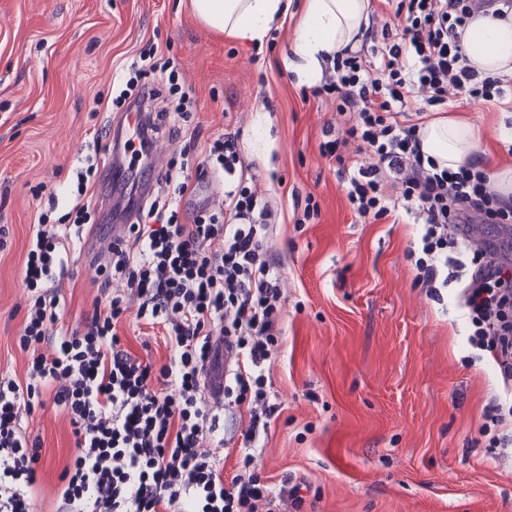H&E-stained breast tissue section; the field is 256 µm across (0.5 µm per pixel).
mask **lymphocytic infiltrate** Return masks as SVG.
I'll list each match as a JSON object with an SVG mask.
<instances>
[{
    "label": "lymphocytic infiltrate",
    "instance_id": "1",
    "mask_svg": "<svg viewBox=\"0 0 512 512\" xmlns=\"http://www.w3.org/2000/svg\"><path fill=\"white\" fill-rule=\"evenodd\" d=\"M372 13L383 45L345 46L322 66L313 97L336 103L340 137L321 144L323 155L357 142L369 158L342 166L346 197L357 217L388 215L421 224L416 279L430 290L461 280L460 305L473 332L469 341L493 357L512 381V261L506 244H472L464 227L483 215L496 230L512 228V203L492 188L479 159L451 170L425 156L420 131L430 117L472 101L497 104L503 77L469 65L462 35L474 0H381ZM404 20L393 35L392 19ZM157 47L127 61L117 82L119 105L142 108L155 90L142 78L154 69ZM203 135L193 130L181 161L163 174V196L139 205L124 240L112 244L109 264L97 265L112 290L108 312H94L82 329L63 331L55 282L67 271V245L82 238L87 185L72 202L69 224H36L23 265L31 294L18 345L30 359L25 381L0 378V512H33L40 446L26 435L25 416L44 407V389L66 415L77 454L65 466L57 512H282L286 499L302 503L300 487H276L247 473L224 480V413L244 400L252 413L244 463H251L277 411L269 400L266 365L282 330V264L262 243L276 220L270 200L247 185L249 169L238 138L214 137L203 160ZM223 175L216 207L185 218L180 202L202 182ZM159 329L168 355L153 366L122 344L127 312ZM236 353L224 376L222 405L209 403L204 373L216 362L214 336Z\"/></svg>",
    "mask_w": 512,
    "mask_h": 512
}]
</instances>
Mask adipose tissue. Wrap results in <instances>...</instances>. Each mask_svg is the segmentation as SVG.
Wrapping results in <instances>:
<instances>
[{"label":"adipose tissue","mask_w":512,"mask_h":512,"mask_svg":"<svg viewBox=\"0 0 512 512\" xmlns=\"http://www.w3.org/2000/svg\"><path fill=\"white\" fill-rule=\"evenodd\" d=\"M288 0H190L192 12L208 27L262 44L272 27L288 13ZM370 0H306L294 48L295 71L304 82L318 75L324 56L356 41L365 24ZM468 62L485 76L512 73V18L474 17L463 33ZM425 155L451 168L463 164L474 149L472 126L453 119L425 126Z\"/></svg>","instance_id":"obj_1"}]
</instances>
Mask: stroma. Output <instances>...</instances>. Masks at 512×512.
<instances>
[{"mask_svg":"<svg viewBox=\"0 0 512 512\" xmlns=\"http://www.w3.org/2000/svg\"><path fill=\"white\" fill-rule=\"evenodd\" d=\"M304 0H291L261 48L207 27L188 0H0V375L25 380L17 343L26 308L22 267L41 214L58 220L87 154L106 165L112 79L127 58L157 45L192 87L187 127L235 132L255 186L277 211L264 242L283 263L282 336L269 368L271 418L250 467L259 479L309 485L285 512H512V447L489 452L481 427L504 388L488 352L468 341L456 283L415 281L420 225L387 216L358 222L338 163L322 156L332 101L312 97L289 61ZM454 119L475 127V155L512 170V140L497 108L475 102ZM319 216L301 223L294 195ZM85 244L62 280L63 323L76 328L108 294ZM255 405L225 418L224 478L241 462ZM23 425L41 446L36 512H54L72 429L53 407Z\"/></svg>","mask_w":512,"mask_h":512,"instance_id":"1","label":"stroma"}]
</instances>
